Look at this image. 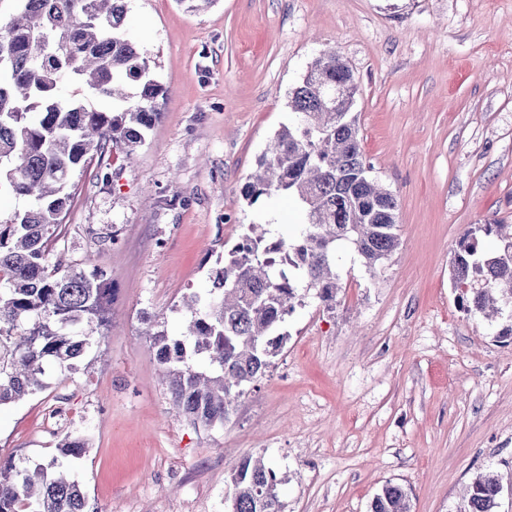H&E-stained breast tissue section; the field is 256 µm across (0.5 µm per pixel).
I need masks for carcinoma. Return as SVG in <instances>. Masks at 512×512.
<instances>
[{"instance_id":"carcinoma-1","label":"carcinoma","mask_w":512,"mask_h":512,"mask_svg":"<svg viewBox=\"0 0 512 512\" xmlns=\"http://www.w3.org/2000/svg\"><path fill=\"white\" fill-rule=\"evenodd\" d=\"M0 18V194L30 206L0 224V406L48 388L99 347L110 323L106 274L51 261L72 193L70 178L107 148L130 159L158 118L165 87L129 35L127 0H16ZM352 71L334 51L317 57L288 95L297 120L282 126L242 191L293 197L303 222L269 239L250 224L212 273V287L184 300L191 317L177 337L146 331L178 414L204 427L222 425L235 402L269 372L286 334L282 324L302 304L298 285L336 308L338 249L353 246L369 273L400 245L397 201L369 176L357 118L336 111V92ZM66 84L81 96L64 97ZM104 97L109 105L91 106ZM493 237L496 247H483ZM451 287L466 314L506 316L497 337L512 338V225L470 224L450 261ZM88 440L67 433L63 458H82ZM47 464L0 465V512H87L78 481ZM277 478L261 456L233 467L232 512H282ZM501 485L481 472L460 512H496ZM369 512H412L407 490L386 482Z\"/></svg>"}]
</instances>
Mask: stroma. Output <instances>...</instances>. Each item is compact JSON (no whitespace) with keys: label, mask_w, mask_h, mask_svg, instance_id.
Returning <instances> with one entry per match:
<instances>
[{"label":"stroma","mask_w":512,"mask_h":512,"mask_svg":"<svg viewBox=\"0 0 512 512\" xmlns=\"http://www.w3.org/2000/svg\"><path fill=\"white\" fill-rule=\"evenodd\" d=\"M131 37L165 86L135 160L110 149L72 177L54 257L113 288L112 326L70 378L0 407V465L70 468L94 512H231L228 476L267 460L283 512H368L392 481L412 512H460L491 470L512 512V342L455 301L449 262L470 224H512V0H128ZM335 50L358 86L370 175L397 199L400 246L376 276L340 253L335 310L314 291L266 377L222 426L172 408L144 331H182L184 295L248 225L300 223L285 196L241 189L289 120L288 93ZM88 448V440L79 434L67 433L58 444V451L68 461L82 458Z\"/></svg>","instance_id":"1"}]
</instances>
